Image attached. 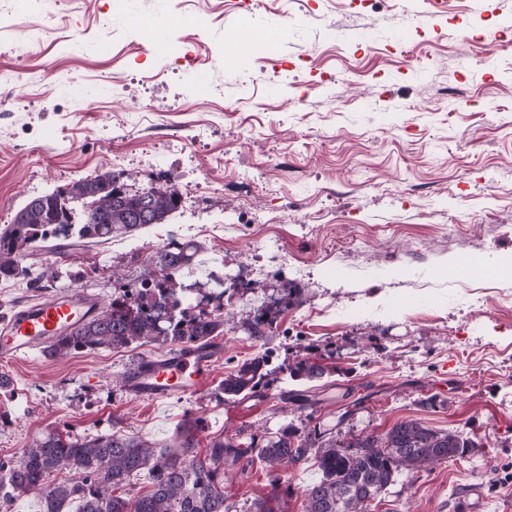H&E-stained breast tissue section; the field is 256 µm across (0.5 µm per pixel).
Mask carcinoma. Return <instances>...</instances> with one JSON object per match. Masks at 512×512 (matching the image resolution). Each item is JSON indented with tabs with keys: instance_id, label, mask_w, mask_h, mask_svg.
I'll return each instance as SVG.
<instances>
[{
	"instance_id": "carcinoma-1",
	"label": "carcinoma",
	"mask_w": 512,
	"mask_h": 512,
	"mask_svg": "<svg viewBox=\"0 0 512 512\" xmlns=\"http://www.w3.org/2000/svg\"><path fill=\"white\" fill-rule=\"evenodd\" d=\"M181 206L172 185L131 191L110 171L81 179L66 189L30 199L0 232V280L22 278L39 285L57 278L46 268L39 273L21 265L23 254L40 243L63 237L103 242L130 236L150 224H164ZM199 246L171 241L143 270V287L112 299L95 319L58 337L43 352L52 359L133 344H169L190 348L211 344L224 332V315H193L186 289L178 279L194 265ZM267 355L242 363L223 381L224 395L256 394L271 374ZM325 366L301 360L290 377L322 378ZM281 402L307 409L317 404L304 390H283ZM201 419L187 416L176 431V446H161L119 430L85 436L54 430L34 438L19 461L0 459V506L24 494H38L39 512H63L68 502L76 512H232L224 496L225 470L258 457L275 470L314 460L319 480L304 490V512H359L367 497L392 485L397 476L456 455L473 443L452 431H435L417 421H402L385 434L367 435L343 446L333 431L307 430L289 424L272 437L242 442L222 435L198 451ZM72 473L63 481L62 470ZM145 475L150 489L135 493L131 482ZM281 490L271 485L268 496L255 500L248 512H277Z\"/></svg>"
}]
</instances>
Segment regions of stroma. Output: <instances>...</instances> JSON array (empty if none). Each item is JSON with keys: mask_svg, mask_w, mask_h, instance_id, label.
<instances>
[{"mask_svg": "<svg viewBox=\"0 0 512 512\" xmlns=\"http://www.w3.org/2000/svg\"><path fill=\"white\" fill-rule=\"evenodd\" d=\"M512 0H445L434 23L402 0H55L32 16L0 0V229L30 198L111 171L130 187L170 184L165 224L23 265L42 288L0 281V313L78 287L110 303L169 239L196 241L188 281L246 309L239 273L281 300L263 337L225 318L210 383L132 400L113 378L168 346L12 363L0 390V456L55 429L118 428L169 443L185 415L201 440L257 438L287 424L338 443L415 420L474 450L401 475L375 512H455L469 484L485 512L512 506ZM39 24V41L25 31ZM273 49L233 53L240 28ZM268 354L257 396L225 377ZM327 366L313 411L283 406L288 374ZM313 462L227 469L237 512L271 483L303 512Z\"/></svg>", "mask_w": 512, "mask_h": 512, "instance_id": "35a3bbf8", "label": "stroma"}]
</instances>
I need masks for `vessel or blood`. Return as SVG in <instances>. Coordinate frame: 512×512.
<instances>
[{"mask_svg":"<svg viewBox=\"0 0 512 512\" xmlns=\"http://www.w3.org/2000/svg\"><path fill=\"white\" fill-rule=\"evenodd\" d=\"M101 309L98 297L66 289L16 311L0 322V361L13 362L48 345L74 327L90 321ZM223 353L222 346L176 349L161 359L146 357L126 373L124 390L134 400L185 395L208 383ZM484 486L471 485L462 495L459 512H484Z\"/></svg>","mask_w":512,"mask_h":512,"instance_id":"obj_1","label":"vessel or blood"}]
</instances>
